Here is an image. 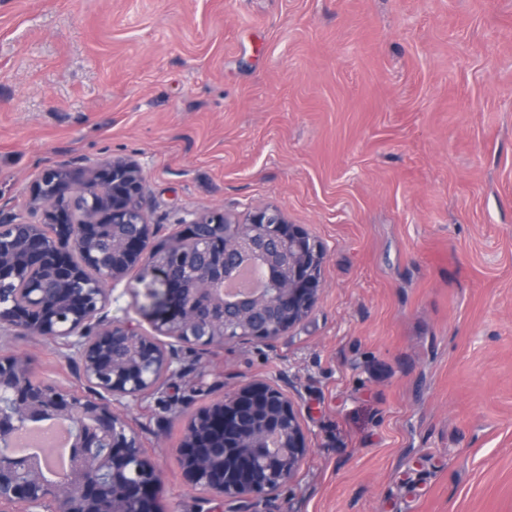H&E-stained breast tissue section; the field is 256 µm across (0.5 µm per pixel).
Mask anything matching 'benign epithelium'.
I'll list each match as a JSON object with an SVG mask.
<instances>
[{
	"label": "benign epithelium",
	"instance_id": "benign-epithelium-1",
	"mask_svg": "<svg viewBox=\"0 0 512 512\" xmlns=\"http://www.w3.org/2000/svg\"><path fill=\"white\" fill-rule=\"evenodd\" d=\"M34 200L42 224L0 215V335L19 331L74 354L98 392L81 399L48 383L33 393L27 358L0 353V446L42 417L72 430L69 467L54 480L43 461L0 455V512H162L159 476L116 405L180 375L183 343H222L241 325L274 345L316 305L324 249L269 207L244 224L202 214L152 248L134 160L47 169ZM144 262L162 288L151 293V334L105 316L112 286ZM242 262L262 267L268 287L224 293ZM308 448L298 400L277 380H257L197 413L179 455L191 485L256 505L295 476Z\"/></svg>",
	"mask_w": 512,
	"mask_h": 512
}]
</instances>
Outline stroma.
Instances as JSON below:
<instances>
[{
  "label": "stroma",
  "mask_w": 512,
  "mask_h": 512,
  "mask_svg": "<svg viewBox=\"0 0 512 512\" xmlns=\"http://www.w3.org/2000/svg\"><path fill=\"white\" fill-rule=\"evenodd\" d=\"M140 164L161 244L279 209L326 250L275 346L183 345L124 406L164 512H231L177 448L199 409L284 378L310 442L261 512H512V0H0V211L42 171ZM142 269L109 320L151 329ZM77 394L74 358L0 351Z\"/></svg>",
  "instance_id": "obj_1"
}]
</instances>
